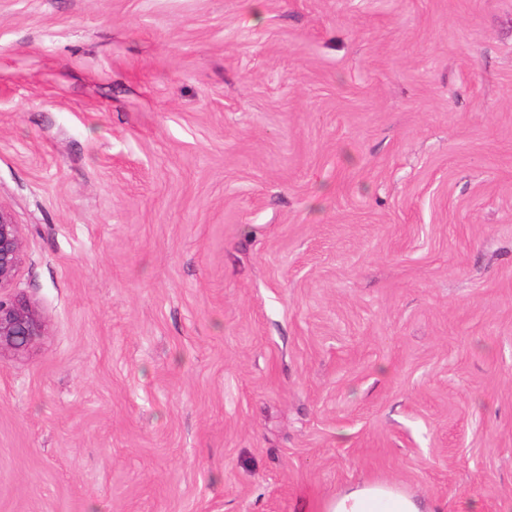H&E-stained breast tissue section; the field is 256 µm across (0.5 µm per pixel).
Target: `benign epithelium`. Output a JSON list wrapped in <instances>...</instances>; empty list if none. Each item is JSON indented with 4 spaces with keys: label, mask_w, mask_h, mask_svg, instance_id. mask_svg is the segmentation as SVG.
<instances>
[{
    "label": "benign epithelium",
    "mask_w": 512,
    "mask_h": 512,
    "mask_svg": "<svg viewBox=\"0 0 512 512\" xmlns=\"http://www.w3.org/2000/svg\"><path fill=\"white\" fill-rule=\"evenodd\" d=\"M24 260L21 225L0 206V352H25L45 333L38 311L12 293Z\"/></svg>",
    "instance_id": "obj_1"
}]
</instances>
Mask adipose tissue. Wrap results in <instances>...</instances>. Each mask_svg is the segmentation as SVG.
<instances>
[{"label":"adipose tissue","instance_id":"ef3b65f1","mask_svg":"<svg viewBox=\"0 0 512 512\" xmlns=\"http://www.w3.org/2000/svg\"><path fill=\"white\" fill-rule=\"evenodd\" d=\"M319 512H446V509L439 501L410 494L397 484L365 480L323 501Z\"/></svg>","mask_w":512,"mask_h":512}]
</instances>
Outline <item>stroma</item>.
Listing matches in <instances>:
<instances>
[{
    "instance_id": "35a3bbf8",
    "label": "stroma",
    "mask_w": 512,
    "mask_h": 512,
    "mask_svg": "<svg viewBox=\"0 0 512 512\" xmlns=\"http://www.w3.org/2000/svg\"><path fill=\"white\" fill-rule=\"evenodd\" d=\"M0 512L512 504V0H0ZM25 256L21 225L0 206V353L25 352L45 333L38 311L12 293ZM318 512H446V508L395 483L365 480L323 501Z\"/></svg>"
}]
</instances>
